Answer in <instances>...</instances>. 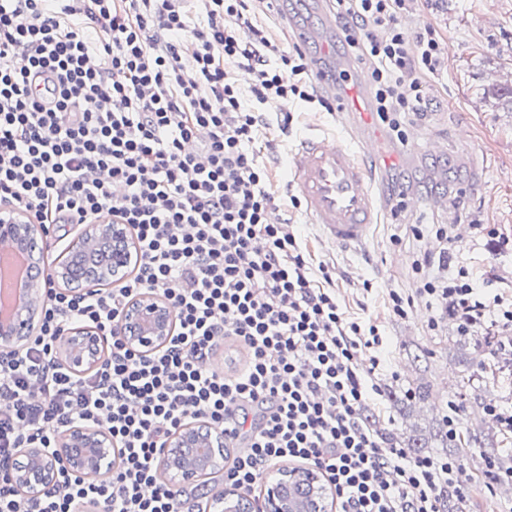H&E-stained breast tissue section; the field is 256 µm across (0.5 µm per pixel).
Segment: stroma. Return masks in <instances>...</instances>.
Returning <instances> with one entry per match:
<instances>
[{"label":"stroma","instance_id":"obj_1","mask_svg":"<svg viewBox=\"0 0 512 512\" xmlns=\"http://www.w3.org/2000/svg\"><path fill=\"white\" fill-rule=\"evenodd\" d=\"M411 11L413 31L434 27L448 45V58L441 79L427 83L428 112L415 127L407 149L390 146L384 163L385 179L394 174L409 178L420 199L444 192L460 223L470 230L462 244L460 259L477 274L492 278L504 294L512 295V0H414ZM466 126L475 147V167H462L451 146L453 131ZM319 129L344 140L339 113L302 110L296 129L280 137L274 164L281 188H289L292 176L284 161L300 136ZM430 139L446 144L445 154L436 160L420 148ZM291 218L297 222L303 241L314 262L329 265L340 301L350 311L368 303L375 314L384 309L367 301L364 280L378 287L414 293L416 282L411 264L419 248L405 238L390 213H383L365 247L345 249L322 241L303 211ZM496 231L504 246L500 252L488 249L480 227ZM403 237L402 244L391 241ZM441 318L437 335L426 325ZM386 334L392 376L384 378V390L398 393L419 386L431 387L427 400L408 399L393 406L381 401L374 411L382 431L395 437L414 436L426 444V455L446 456L432 434L448 411L449 401L462 404V420L478 434L481 445L472 446L465 462L474 483L465 512H512V482H491L486 462L493 455L512 459V435L502 431L485 412L487 403L512 407V349L495 348L485 336H459L454 318L442 317L440 309L416 301L408 319L386 318Z\"/></svg>","mask_w":512,"mask_h":512}]
</instances>
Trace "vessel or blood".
I'll return each mask as SVG.
<instances>
[{"label":"vessel or blood","instance_id":"obj_1","mask_svg":"<svg viewBox=\"0 0 512 512\" xmlns=\"http://www.w3.org/2000/svg\"><path fill=\"white\" fill-rule=\"evenodd\" d=\"M317 10V27H295V42L326 91L335 88L329 76L332 67L348 74L354 97L341 109L347 140L342 143L323 134L304 136L291 151L288 165L308 221L319 227L324 241L357 247L378 224L382 205L383 172L368 168L364 159L382 155L385 142L372 113L362 106L365 91L358 69L352 62L336 59V42L344 34L336 28L335 9L330 0H319Z\"/></svg>","mask_w":512,"mask_h":512}]
</instances>
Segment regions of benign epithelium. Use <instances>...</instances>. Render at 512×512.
I'll list each match as a JSON object with an SVG mask.
<instances>
[{"mask_svg": "<svg viewBox=\"0 0 512 512\" xmlns=\"http://www.w3.org/2000/svg\"><path fill=\"white\" fill-rule=\"evenodd\" d=\"M102 232L115 239L128 240L127 231L121 224H87L68 243L65 253H81L89 239ZM42 236L44 229L39 224L20 221L11 215L0 218V244L26 246ZM130 260V247L116 250L107 270L115 277ZM39 314L40 310L26 306L12 320L0 324V347L13 349L35 336ZM171 321L172 312L161 299L143 295L113 329V336H101L88 328H75L61 337L60 342L71 363L82 367L88 364V357L96 349L114 338L141 351L156 348L170 339ZM204 426L203 422H190L180 427L161 449L158 468L169 474L166 484L171 488L195 483L223 468L224 448ZM24 455L29 460L26 474L16 470L11 479L16 486L36 496L54 486L61 465L78 474L98 472L106 457L112 455V441L102 429L77 426L61 435L55 452L26 448ZM296 475L297 472L288 468H277L265 478L261 512H327L326 490L320 486V471L310 466L304 469L305 482L321 492L319 500L311 507L301 504L291 495ZM245 499L246 496L236 489L229 492L224 495L223 512H243Z\"/></svg>", "mask_w": 512, "mask_h": 512, "instance_id": "benign-epithelium-1", "label": "benign epithelium"}]
</instances>
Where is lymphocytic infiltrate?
<instances>
[{
    "label": "lymphocytic infiltrate",
    "mask_w": 512,
    "mask_h": 512,
    "mask_svg": "<svg viewBox=\"0 0 512 512\" xmlns=\"http://www.w3.org/2000/svg\"><path fill=\"white\" fill-rule=\"evenodd\" d=\"M250 0H0V207L38 224L126 225L138 253L131 274L89 294L45 284L36 336L0 349V512H202L203 490L172 494L162 445L202 419L242 442L224 481L258 485L279 463L318 468L337 512H443L442 492L467 497L456 458L387 447L364 415L382 395L385 339L351 313L326 264H313L293 222L271 223L296 196L274 184L268 130L275 99L332 111L300 50L253 24ZM410 0H336L342 53L362 64L375 118L399 146L439 77L435 29L409 34ZM251 71L241 88L235 73ZM423 250L415 295L382 291L390 317L416 299L450 306L457 332L493 321L512 346V300L460 262L444 224H413ZM162 298L169 341L144 353L113 340L96 366L61 362L63 334L85 325L110 336L131 302ZM229 339L246 353L234 372L211 356ZM368 363H360L361 352ZM102 427L117 464L103 478L58 472L56 486L22 494L5 479L21 451H54L75 425Z\"/></svg>",
    "instance_id": "lymphocytic-infiltrate-1"
}]
</instances>
